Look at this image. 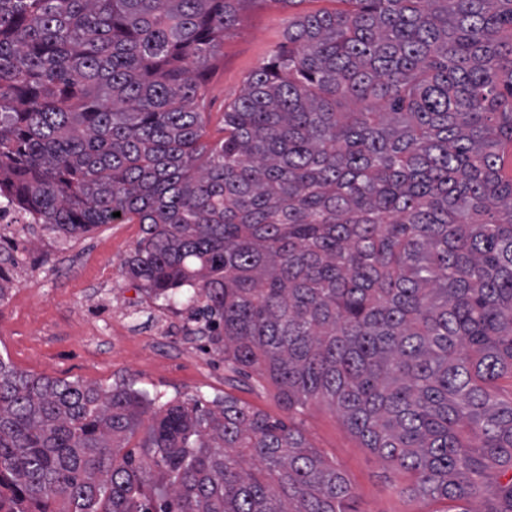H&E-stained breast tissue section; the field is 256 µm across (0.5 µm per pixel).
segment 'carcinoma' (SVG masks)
Wrapping results in <instances>:
<instances>
[{
	"instance_id": "1",
	"label": "carcinoma",
	"mask_w": 512,
	"mask_h": 512,
	"mask_svg": "<svg viewBox=\"0 0 512 512\" xmlns=\"http://www.w3.org/2000/svg\"><path fill=\"white\" fill-rule=\"evenodd\" d=\"M249 0H0V199L141 224L123 269L288 411L327 403L413 491L512 512V0L297 14L193 108ZM120 216L115 217L113 213ZM143 432L141 451L116 449ZM299 427L0 358V512H351Z\"/></svg>"
}]
</instances>
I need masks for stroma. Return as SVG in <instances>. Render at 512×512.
<instances>
[{"mask_svg": "<svg viewBox=\"0 0 512 512\" xmlns=\"http://www.w3.org/2000/svg\"><path fill=\"white\" fill-rule=\"evenodd\" d=\"M337 0H250L241 22L224 35L223 56L197 102L205 143L224 139V107L246 76L285 41L295 11L338 9ZM138 224H106L64 238L41 224H15L0 235V257L14 256L11 289L0 301V356L37 376L109 386L122 381L168 396L224 395L273 419L287 420L278 387L255 369L225 365L203 335L193 333L186 306L150 299L122 268L142 237ZM310 446L344 473L353 512H449L451 503L416 495L411 473L369 449L327 405L309 403L294 418Z\"/></svg>", "mask_w": 512, "mask_h": 512, "instance_id": "35a3bbf8", "label": "stroma"}]
</instances>
